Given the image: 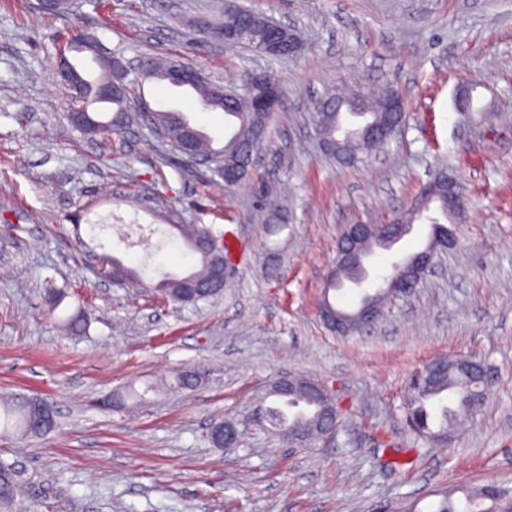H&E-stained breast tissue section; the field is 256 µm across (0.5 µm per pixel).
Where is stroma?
<instances>
[{
  "mask_svg": "<svg viewBox=\"0 0 512 512\" xmlns=\"http://www.w3.org/2000/svg\"><path fill=\"white\" fill-rule=\"evenodd\" d=\"M238 2L295 30L298 52L211 40L198 23H220L225 0H70L62 13L0 0V393L37 394L55 415L41 437L0 439L17 512H431L459 486L512 489V0ZM74 27L103 55L179 59L214 84L275 76L283 97L250 180L226 187L142 124L107 141L75 131L53 77ZM354 80L394 89L407 122L380 156L346 165L323 153L313 115L325 92ZM466 84L477 87L472 112L456 106ZM170 92L156 80L135 87L223 147L224 114ZM441 168L467 203L454 246L378 323L332 333L318 307L344 228L410 208ZM152 194L232 242L235 272L216 301L181 307L153 290L191 260L162 208L147 206ZM278 196L288 228L272 253L261 200ZM103 254L140 268L143 286L101 281ZM49 288L64 293L54 309ZM327 297L347 311L359 303L348 289ZM77 311L88 326L72 336L61 323ZM442 356L495 373L444 446L417 439L404 418L412 373ZM189 368L202 375L193 389L167 386L131 412L105 405L125 385H167ZM285 373L331 390L336 438L291 448L252 427L234 451L213 447L211 423L250 416Z\"/></svg>",
  "mask_w": 512,
  "mask_h": 512,
  "instance_id": "stroma-1",
  "label": "stroma"
}]
</instances>
